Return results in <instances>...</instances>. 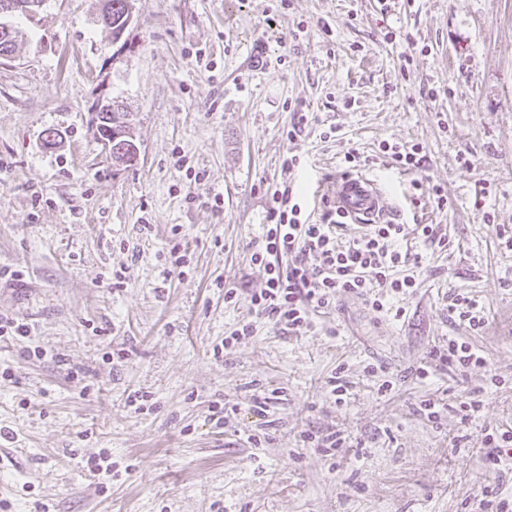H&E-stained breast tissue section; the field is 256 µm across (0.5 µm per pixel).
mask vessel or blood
Masks as SVG:
<instances>
[{
    "label": "vessel or blood",
    "instance_id": "b4317fda",
    "mask_svg": "<svg viewBox=\"0 0 512 512\" xmlns=\"http://www.w3.org/2000/svg\"><path fill=\"white\" fill-rule=\"evenodd\" d=\"M333 199L337 208L362 228L381 221L388 212L383 190L375 180L360 174L342 176Z\"/></svg>",
    "mask_w": 512,
    "mask_h": 512
}]
</instances>
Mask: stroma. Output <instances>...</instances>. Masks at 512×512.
I'll return each instance as SVG.
<instances>
[{"mask_svg": "<svg viewBox=\"0 0 512 512\" xmlns=\"http://www.w3.org/2000/svg\"><path fill=\"white\" fill-rule=\"evenodd\" d=\"M134 6L118 51L100 0H47L14 18L0 59V319L28 328L0 340V512H475L490 483L512 500V454L484 466L485 435L512 428V250L495 235L512 233V0ZM103 94L131 115L132 167L95 136ZM298 112L310 121L290 141ZM383 142L420 144V168ZM351 148L391 221L434 225L442 245L407 234L418 286L383 310L346 293L297 332L258 318L271 193L292 189L322 223ZM460 293L481 332L451 311ZM451 337L483 363L434 359ZM227 403L236 415L215 425ZM332 432L334 455L302 442ZM98 454L108 470L89 471Z\"/></svg>", "mask_w": 512, "mask_h": 512, "instance_id": "stroma-1", "label": "stroma"}]
</instances>
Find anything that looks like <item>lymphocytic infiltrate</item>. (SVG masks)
Instances as JSON below:
<instances>
[{"instance_id":"lymphocytic-infiltrate-1","label":"lymphocytic infiltrate","mask_w":512,"mask_h":512,"mask_svg":"<svg viewBox=\"0 0 512 512\" xmlns=\"http://www.w3.org/2000/svg\"><path fill=\"white\" fill-rule=\"evenodd\" d=\"M270 222L261 245L251 254L263 268L266 281L250 302L258 317L291 331L309 327L310 313L333 304L337 294L368 296L373 308L384 306L386 296L416 287L407 273L409 254L397 243L405 236L401 224H373L359 237L342 243L336 237L339 220L308 224L292 204L290 190L274 192ZM316 269H309V261Z\"/></svg>"}]
</instances>
